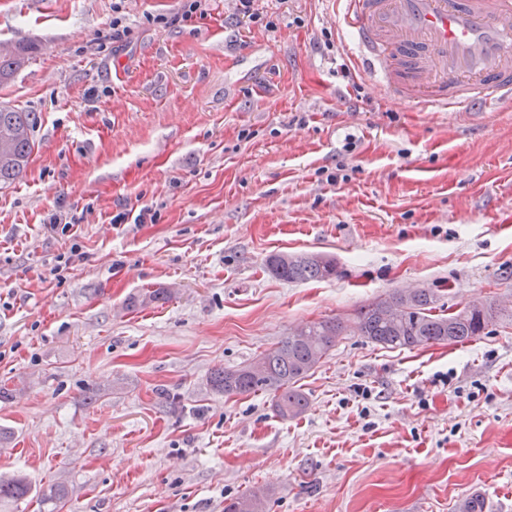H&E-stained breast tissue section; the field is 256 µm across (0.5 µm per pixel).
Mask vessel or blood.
<instances>
[{
    "label": "vessel or blood",
    "instance_id": "b4317fda",
    "mask_svg": "<svg viewBox=\"0 0 512 512\" xmlns=\"http://www.w3.org/2000/svg\"><path fill=\"white\" fill-rule=\"evenodd\" d=\"M370 80L434 109L512 100V0H345Z\"/></svg>",
    "mask_w": 512,
    "mask_h": 512
}]
</instances>
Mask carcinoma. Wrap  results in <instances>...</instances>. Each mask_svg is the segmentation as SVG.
<instances>
[{
	"label": "carcinoma",
	"instance_id": "cac0c4a2",
	"mask_svg": "<svg viewBox=\"0 0 512 512\" xmlns=\"http://www.w3.org/2000/svg\"><path fill=\"white\" fill-rule=\"evenodd\" d=\"M38 47L17 43L0 49V85L10 82L33 58ZM37 118L10 106H0V187H7L25 172L36 142ZM266 266L273 276L288 283L329 279L337 275L336 261L319 254H272ZM167 288L133 295L128 306L170 298ZM436 296L428 288L396 291L358 308L347 318L308 322L284 337L269 351L235 368L214 371L211 389L227 397L257 392L274 393L272 410L281 418L303 413L308 405L296 383L336 345L340 336H363L388 349H412L440 343L472 341L496 325L505 309L494 302L467 303L446 315L433 314ZM31 486L21 475L0 478V502L28 496ZM224 512H265V500L257 493L230 500Z\"/></svg>",
	"mask_w": 512,
	"mask_h": 512
}]
</instances>
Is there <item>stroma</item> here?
<instances>
[{"mask_svg": "<svg viewBox=\"0 0 512 512\" xmlns=\"http://www.w3.org/2000/svg\"><path fill=\"white\" fill-rule=\"evenodd\" d=\"M0 0V46L39 53L0 105L35 150L0 189V512H512V322L465 344L340 337L277 417L211 391L298 324L396 290L437 310L512 299V100L436 112L354 60L343 0ZM129 34L111 39L112 20ZM75 218L80 236L47 227ZM124 222H116L117 214ZM338 276L288 283L275 253ZM146 288L171 300L128 310ZM65 486L68 499L41 501ZM31 491V486L22 475L0 478V502H15L24 499ZM224 512H265V500L257 493L237 497L225 503Z\"/></svg>", "mask_w": 512, "mask_h": 512, "instance_id": "stroma-1", "label": "stroma"}]
</instances>
